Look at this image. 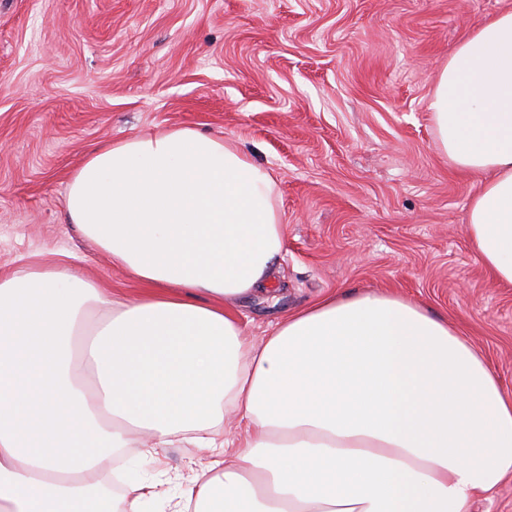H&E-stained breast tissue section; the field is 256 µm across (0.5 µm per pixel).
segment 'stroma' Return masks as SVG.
Masks as SVG:
<instances>
[{
    "label": "stroma",
    "instance_id": "35a3bbf8",
    "mask_svg": "<svg viewBox=\"0 0 512 512\" xmlns=\"http://www.w3.org/2000/svg\"><path fill=\"white\" fill-rule=\"evenodd\" d=\"M512 0H0V275L50 259L113 295L141 285L68 224L69 175L107 142L190 127L271 170L287 226L247 336L332 293L389 292L447 318L512 393V286L465 230L478 186L429 102L459 41ZM174 444L164 497L204 469Z\"/></svg>",
    "mask_w": 512,
    "mask_h": 512
}]
</instances>
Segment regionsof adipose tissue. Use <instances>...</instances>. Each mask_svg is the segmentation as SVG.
I'll use <instances>...</instances> for the list:
<instances>
[{"label":"adipose tissue","mask_w":512,"mask_h":512,"mask_svg":"<svg viewBox=\"0 0 512 512\" xmlns=\"http://www.w3.org/2000/svg\"><path fill=\"white\" fill-rule=\"evenodd\" d=\"M430 110L441 149L485 178L466 232L512 286V12L458 43ZM274 191L234 143L188 127L71 173L69 223L144 289L114 296L52 263L0 277V512H470L512 477V394L420 304L333 294L262 344L244 336L235 308L283 256ZM229 414L231 455L211 435ZM179 436L213 460L177 497L104 489L115 449Z\"/></svg>","instance_id":"ef3b65f1"}]
</instances>
